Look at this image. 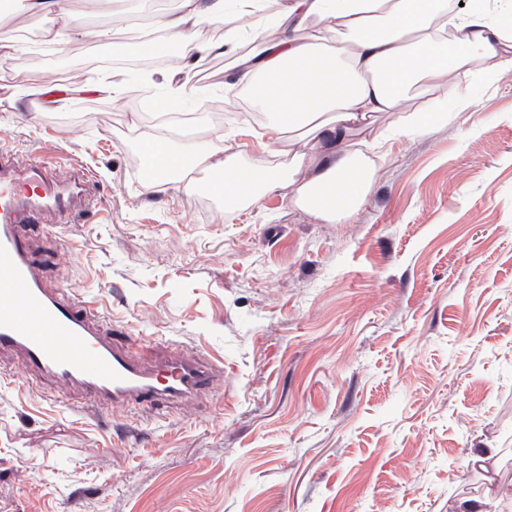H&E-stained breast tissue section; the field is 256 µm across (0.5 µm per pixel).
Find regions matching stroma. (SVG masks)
I'll return each instance as SVG.
<instances>
[{
  "mask_svg": "<svg viewBox=\"0 0 512 512\" xmlns=\"http://www.w3.org/2000/svg\"><path fill=\"white\" fill-rule=\"evenodd\" d=\"M111 39L57 42L51 16L17 19L0 49V155L93 183L73 223L36 232L44 279L99 303L109 330L154 358L202 350L222 375L197 404L98 409L0 377V512H512V70L457 73L474 100L390 139L345 224L274 192L228 213L206 190L152 188L131 125L269 161L272 113L212 119L237 71L211 53L179 126L138 97L168 68L98 66L135 35L113 0H67ZM109 92L74 93L72 71ZM491 448L480 468L474 456Z\"/></svg>",
  "mask_w": 512,
  "mask_h": 512,
  "instance_id": "1",
  "label": "stroma"
}]
</instances>
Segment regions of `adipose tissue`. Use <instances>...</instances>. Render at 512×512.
Masks as SVG:
<instances>
[{
	"label": "adipose tissue",
	"instance_id": "ef3b65f1",
	"mask_svg": "<svg viewBox=\"0 0 512 512\" xmlns=\"http://www.w3.org/2000/svg\"><path fill=\"white\" fill-rule=\"evenodd\" d=\"M500 2L478 0L477 7L452 13L448 0H285L268 15L266 0H180L156 24L177 45L182 63L215 51L258 78L254 105L274 113L271 134L285 161L259 170L236 152L205 145L189 153L145 133L142 151L164 152L153 186L190 188L196 173L217 172L224 184L213 193L225 211L285 191L316 221L348 223L376 175L374 161L353 143V130L370 127L384 112L393 135L425 131L441 112L442 98L425 96L430 86L443 88L458 109L469 108L473 100L451 72L477 63L494 79L512 66V21L500 17ZM215 19L224 22V40L205 43L204 27ZM269 24L285 36L240 53L242 34Z\"/></svg>",
	"mask_w": 512,
	"mask_h": 512
}]
</instances>
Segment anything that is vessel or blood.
Listing matches in <instances>:
<instances>
[{
    "label": "vessel or blood",
    "mask_w": 512,
    "mask_h": 512,
    "mask_svg": "<svg viewBox=\"0 0 512 512\" xmlns=\"http://www.w3.org/2000/svg\"><path fill=\"white\" fill-rule=\"evenodd\" d=\"M85 175L0 157V374L22 370L28 381L60 383L106 405L147 408L189 401L214 388L215 366L193 349L146 363L111 337L98 307L46 284L28 225L45 213L70 223Z\"/></svg>",
    "instance_id": "b4317fda"
}]
</instances>
